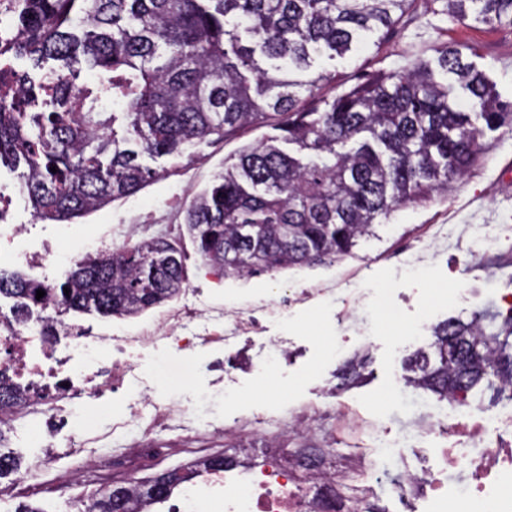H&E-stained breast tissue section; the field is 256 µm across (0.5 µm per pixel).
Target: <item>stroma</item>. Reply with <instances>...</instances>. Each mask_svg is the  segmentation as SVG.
Here are the masks:
<instances>
[{
  "label": "stroma",
  "instance_id": "stroma-1",
  "mask_svg": "<svg viewBox=\"0 0 512 512\" xmlns=\"http://www.w3.org/2000/svg\"><path fill=\"white\" fill-rule=\"evenodd\" d=\"M443 43L466 48V61L486 76L503 102H512V27L453 23L426 9L423 0H415L379 45L346 58L320 59L319 68L336 79L317 96L332 99L343 89L417 60L436 63L435 48ZM280 135L271 121L222 141L196 142L178 157L144 158V165L158 170V178L133 195L64 222L34 217L17 175L0 170V184L14 192L11 222L18 228V250L45 256L43 264L29 267L5 255L0 267L55 285L65 281L78 260L96 254L101 239L117 248L161 237L184 256L186 287L172 301L130 318L72 311L69 319L95 333L123 335L191 307L203 319L223 315L224 333L235 339L229 350L206 344L180 350L162 341L149 352L131 355L135 378L125 389L105 391L93 401V416H78L65 425L45 416L33 419L34 427L50 435L47 447L32 444L26 430L8 431L1 445L15 457L18 471L0 478V484H16L31 465L42 470L37 484L1 503L0 512H21L28 505L41 512H80L94 485L80 480L57 489L52 483L57 468L82 465L68 457V443L85 430L111 425L117 406L144 388L157 401L191 413L199 433L190 440L178 427H151L146 416L132 420L113 434L111 447L97 453L103 477L117 474L121 448L144 434L160 457L137 470L142 480L180 467L183 448L232 456L244 448L260 455L271 437L287 442L292 425L315 432L309 447L330 449L340 471L350 466L352 448L382 432H412L416 452L431 446L418 430L428 423V409L437 398L407 388L403 365L416 351L428 349L432 328L440 321L467 320L484 310L501 318L512 315L501 301L512 293V175L501 173L512 161V129L485 132L484 157L469 176L447 195L399 208L378 227L376 238L360 242L351 254L245 277L224 275L200 256L184 211L235 162L243 146ZM478 224L493 225L497 235L479 252L471 238ZM274 340L286 349L265 377H257L255 369L269 360ZM358 355L367 358L364 380L339 387V369ZM405 470L401 460L376 459L368 473L374 489L367 507L404 512L392 497L391 484Z\"/></svg>",
  "mask_w": 512,
  "mask_h": 512
}]
</instances>
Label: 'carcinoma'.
Instances as JSON below:
<instances>
[{
    "label": "carcinoma",
    "mask_w": 512,
    "mask_h": 512,
    "mask_svg": "<svg viewBox=\"0 0 512 512\" xmlns=\"http://www.w3.org/2000/svg\"><path fill=\"white\" fill-rule=\"evenodd\" d=\"M437 1L453 21L512 26V0ZM413 2L22 0L0 18L11 31L5 51L27 57L40 76L13 74L27 98L19 112L0 105V163L22 169L36 218L66 221L159 176L144 156L180 154L282 116L290 149L273 140L243 148L186 209L188 231L226 275L347 255L375 235L379 219L467 176L482 157L484 130L512 125L485 76L446 43L435 49L438 65L468 94L469 112L426 62L303 104L334 79L313 70L315 58L364 48ZM83 70L92 85L78 82ZM184 288L183 255L163 238L84 258L58 287L0 269V296L14 299L18 321L52 305L133 316ZM433 348L407 360V384L441 400L483 384L512 394V319L502 334L477 318L448 320L434 328ZM364 369V359L348 361L341 384ZM23 396L1 372L0 413ZM162 481L129 487L120 502L100 492L93 512L160 503L177 486L155 490Z\"/></svg>",
    "instance_id": "1"
}]
</instances>
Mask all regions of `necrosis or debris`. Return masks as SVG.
<instances>
[{
	"instance_id": "4bbe7bcc",
	"label": "necrosis or debris",
	"mask_w": 512,
	"mask_h": 512,
	"mask_svg": "<svg viewBox=\"0 0 512 512\" xmlns=\"http://www.w3.org/2000/svg\"><path fill=\"white\" fill-rule=\"evenodd\" d=\"M184 318L168 320L133 336H93L79 325L58 320L63 343L43 335L34 323L16 322L0 311V371L11 374L29 394L26 404L0 417V428L24 426L34 414L68 418L83 411L87 400L105 387L119 388L132 375L128 363L115 361L108 382L98 380V353L146 349L161 340L180 343ZM447 424L436 435L441 444L432 455L407 469L393 483L401 500L421 496L432 512H512V404L477 409L468 399L444 401ZM196 452H188L186 466L194 477L166 512H322L339 506L334 489L341 478L328 468L305 469L287 449L271 447L259 465L241 476L206 470Z\"/></svg>"
}]
</instances>
